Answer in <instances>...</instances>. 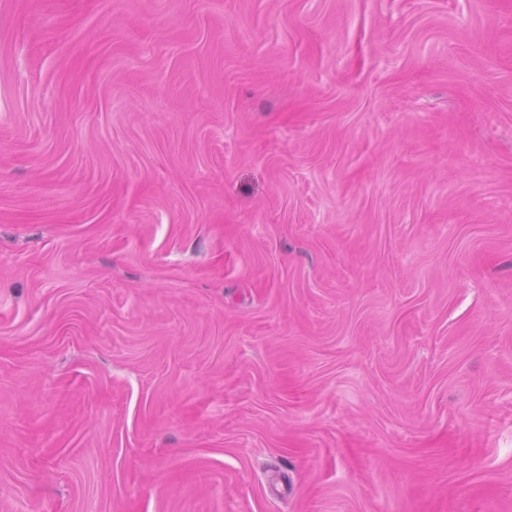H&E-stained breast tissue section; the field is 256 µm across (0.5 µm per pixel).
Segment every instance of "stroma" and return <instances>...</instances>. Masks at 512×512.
I'll return each mask as SVG.
<instances>
[{"label": "stroma", "instance_id": "obj_1", "mask_svg": "<svg viewBox=\"0 0 512 512\" xmlns=\"http://www.w3.org/2000/svg\"><path fill=\"white\" fill-rule=\"evenodd\" d=\"M0 512H512V0H0Z\"/></svg>", "mask_w": 512, "mask_h": 512}]
</instances>
